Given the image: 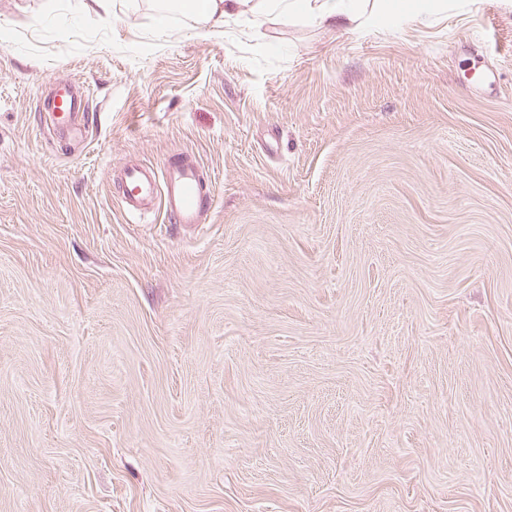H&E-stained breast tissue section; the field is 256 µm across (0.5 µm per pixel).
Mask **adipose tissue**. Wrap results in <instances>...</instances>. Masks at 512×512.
<instances>
[{
	"label": "adipose tissue",
	"mask_w": 512,
	"mask_h": 512,
	"mask_svg": "<svg viewBox=\"0 0 512 512\" xmlns=\"http://www.w3.org/2000/svg\"><path fill=\"white\" fill-rule=\"evenodd\" d=\"M432 0H201L195 26L209 35L242 16L261 23L270 18L298 20L311 26L354 30L385 23L397 25L421 16Z\"/></svg>",
	"instance_id": "1"
}]
</instances>
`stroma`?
<instances>
[{
  "instance_id": "obj_1",
  "label": "stroma",
  "mask_w": 512,
  "mask_h": 512,
  "mask_svg": "<svg viewBox=\"0 0 512 512\" xmlns=\"http://www.w3.org/2000/svg\"><path fill=\"white\" fill-rule=\"evenodd\" d=\"M88 2L0 0V512H512V13ZM175 156L204 224L130 223ZM432 0H202L194 13L195 27L208 35L250 15L255 23L269 18L302 21L308 25L340 30L386 23L390 26L421 16ZM46 105L49 111L52 109V112H64L61 116L55 117L72 120L78 118L81 112L85 113L83 111L86 109L87 99L86 96L79 94L75 81H55ZM123 203L129 216H141L150 211L157 195L163 194L170 224H204L212 201L209 195L211 177L192 157L168 162L160 172L140 164L123 169Z\"/></svg>"
}]
</instances>
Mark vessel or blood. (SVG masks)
<instances>
[{
	"mask_svg": "<svg viewBox=\"0 0 512 512\" xmlns=\"http://www.w3.org/2000/svg\"><path fill=\"white\" fill-rule=\"evenodd\" d=\"M86 105V97L71 80L54 82L47 99L48 108L61 111L67 119L78 118ZM122 182L123 203L129 216L150 211L160 198L173 225H200L205 220L212 180L194 158L167 163L159 170L130 164L123 170Z\"/></svg>",
	"mask_w": 512,
	"mask_h": 512,
	"instance_id": "vessel-or-blood-1",
	"label": "vessel or blood"
}]
</instances>
